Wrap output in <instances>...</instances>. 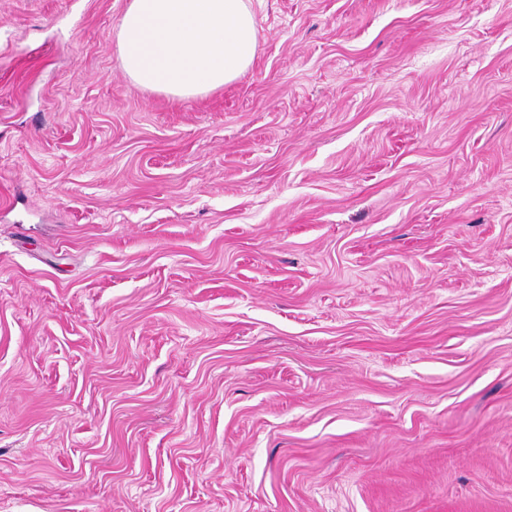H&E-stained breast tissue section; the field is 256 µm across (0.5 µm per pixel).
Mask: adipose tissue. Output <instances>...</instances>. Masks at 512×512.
Masks as SVG:
<instances>
[{"label": "adipose tissue", "mask_w": 512, "mask_h": 512, "mask_svg": "<svg viewBox=\"0 0 512 512\" xmlns=\"http://www.w3.org/2000/svg\"><path fill=\"white\" fill-rule=\"evenodd\" d=\"M258 44L250 0H130L114 33L127 77L177 99L234 82Z\"/></svg>", "instance_id": "ef3b65f1"}]
</instances>
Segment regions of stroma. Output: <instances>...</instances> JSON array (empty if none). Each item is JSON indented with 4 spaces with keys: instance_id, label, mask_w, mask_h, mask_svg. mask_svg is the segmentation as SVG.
<instances>
[{
    "instance_id": "35a3bbf8",
    "label": "stroma",
    "mask_w": 512,
    "mask_h": 512,
    "mask_svg": "<svg viewBox=\"0 0 512 512\" xmlns=\"http://www.w3.org/2000/svg\"><path fill=\"white\" fill-rule=\"evenodd\" d=\"M130 0H0V512H512V0H251L137 88ZM258 44L249 0H131L114 33L127 77L177 99L234 82Z\"/></svg>"
}]
</instances>
